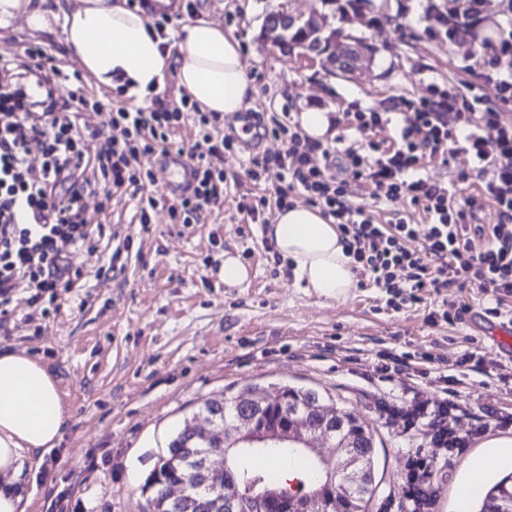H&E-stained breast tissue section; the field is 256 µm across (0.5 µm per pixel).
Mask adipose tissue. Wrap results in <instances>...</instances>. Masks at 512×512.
<instances>
[{"label":"adipose tissue","mask_w":512,"mask_h":512,"mask_svg":"<svg viewBox=\"0 0 512 512\" xmlns=\"http://www.w3.org/2000/svg\"><path fill=\"white\" fill-rule=\"evenodd\" d=\"M65 42L82 70L97 82L145 97L159 87L169 62L201 111H241L255 86L233 32L205 20L160 38L127 0H66ZM268 235L291 264L297 281L317 296L340 301L354 286L352 263L336 224L319 210L297 205L278 212ZM67 423L58 387L37 360L0 352V512H26L15 485L24 452L52 447Z\"/></svg>","instance_id":"1"}]
</instances>
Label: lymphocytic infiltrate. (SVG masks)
I'll return each mask as SVG.
<instances>
[{
    "label": "lymphocytic infiltrate",
    "mask_w": 512,
    "mask_h": 512,
    "mask_svg": "<svg viewBox=\"0 0 512 512\" xmlns=\"http://www.w3.org/2000/svg\"><path fill=\"white\" fill-rule=\"evenodd\" d=\"M483 79L492 96L448 91L422 98L398 117L356 112L357 130H390V139L370 142L369 153L338 148L307 136L290 113H272L264 126L267 137L280 141L281 151L249 156L253 181L277 170L273 196L256 195L240 202L251 224L267 223L273 210L295 200L319 208L337 225L346 255L359 263L372 287L393 309L418 303L424 289L451 286L477 288L496 304L512 297V33L482 42ZM50 58L38 47L23 54L0 56V325L16 316L13 304L25 293V321L48 315L50 304L78 287L82 271L69 257L95 254L86 204L88 198L108 201L112 195L137 197L140 224L152 222L166 205L170 223L196 224L204 212L224 202V163L235 154L222 130L219 113L200 111L189 97L147 108L115 105L83 92L55 95L46 72ZM38 75L43 93L33 97L29 75ZM96 112L97 124L83 121ZM192 123L194 140L174 145V131ZM464 142L480 193L457 200L447 186L424 173V159L449 158V146ZM179 148L194 163L198 183L192 196L172 203L142 195L155 177V155ZM371 188L374 204L392 206L388 223L374 221L349 198L351 180ZM403 200L408 210L394 209ZM496 210L497 222L485 228V204ZM422 211L424 225L414 222ZM460 404L445 398L435 404L416 403L402 411L384 405V412L402 419L407 429L428 426L432 447L454 453L468 439L456 428ZM434 460L418 453L405 464L402 494L410 512H431L437 491L432 483Z\"/></svg>",
    "instance_id": "obj_1"
}]
</instances>
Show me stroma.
<instances>
[{"label":"stroma","instance_id":"1","mask_svg":"<svg viewBox=\"0 0 512 512\" xmlns=\"http://www.w3.org/2000/svg\"><path fill=\"white\" fill-rule=\"evenodd\" d=\"M191 4L192 19L224 26L240 40L256 89L251 111L336 116L347 142L364 150L371 137L351 127L346 114L390 112L434 89L484 85L482 57L467 54L474 33L459 31L451 41L439 32L448 0H363L344 15L323 0ZM278 9L326 14L333 26L367 38L375 52L353 78L326 63L283 57L260 38L266 15ZM29 44L42 46L63 71L78 70L63 15L48 16L42 30L22 18L0 30V55ZM469 169L460 149L448 163L426 167L460 200L478 192L475 179L462 177ZM227 180L223 206L199 224L170 223L162 211L144 230L131 196H112L106 213L90 217V232L101 235L97 255L73 257L83 271L79 288L32 325L21 318L24 298L16 299L19 317L0 327V351H22L46 366L68 414L53 448L23 457L17 487L26 512H146L144 483L170 440L204 400L235 396L248 383L271 393L283 384L317 390L368 425L377 484L369 512H402L404 465L417 452L439 460L433 512H455L454 488L480 445L512 437V353L488 332L497 321L495 300L451 287L395 311L360 273L346 300L318 297L295 282L265 225L243 223L237 204L252 189L245 165L230 162ZM228 254L248 269L234 288L220 277ZM445 300L464 306L461 318L429 320ZM384 354L404 358L408 374L382 381L376 367ZM449 390L465 406L456 425L469 443L444 464L426 428L408 431L387 421L381 404L408 409ZM488 406L500 419L478 430Z\"/></svg>","mask_w":512,"mask_h":512}]
</instances>
